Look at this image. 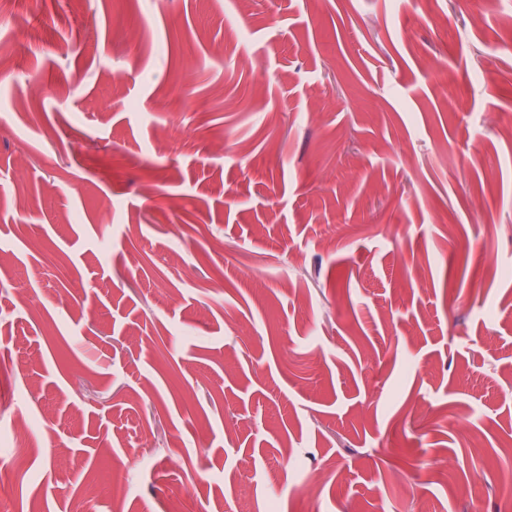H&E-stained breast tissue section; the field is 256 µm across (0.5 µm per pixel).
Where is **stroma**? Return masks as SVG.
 <instances>
[{
	"label": "stroma",
	"instance_id": "35a3bbf8",
	"mask_svg": "<svg viewBox=\"0 0 512 512\" xmlns=\"http://www.w3.org/2000/svg\"><path fill=\"white\" fill-rule=\"evenodd\" d=\"M0 29V512H512V0Z\"/></svg>",
	"mask_w": 512,
	"mask_h": 512
}]
</instances>
